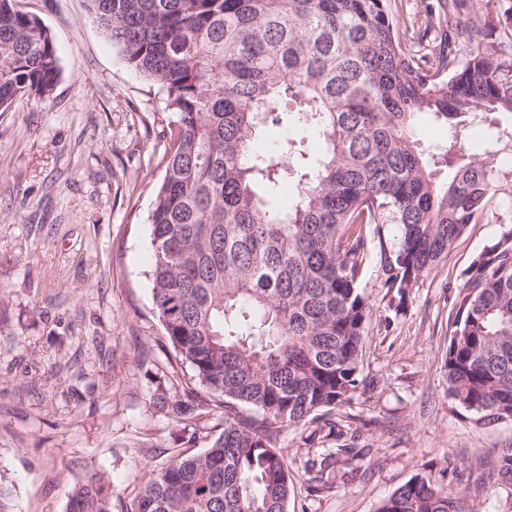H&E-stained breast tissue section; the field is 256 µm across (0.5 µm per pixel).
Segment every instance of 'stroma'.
<instances>
[{"instance_id": "obj_1", "label": "stroma", "mask_w": 512, "mask_h": 512, "mask_svg": "<svg viewBox=\"0 0 512 512\" xmlns=\"http://www.w3.org/2000/svg\"><path fill=\"white\" fill-rule=\"evenodd\" d=\"M50 31L60 77L46 99L0 112V465L16 512H65L72 488L103 471L112 512L176 448L197 452L224 418L182 430L153 397L170 388L173 349L151 310L149 214L173 119L165 91L129 66L87 0H19ZM499 232L471 225L403 306L383 286L368 233L363 349L369 386L325 423L279 438L296 477L288 512H376L415 476L466 493L472 512H512V490L478 481L487 455L512 448V424H481L448 396L444 357L474 259ZM355 449L317 490L321 449Z\"/></svg>"}]
</instances>
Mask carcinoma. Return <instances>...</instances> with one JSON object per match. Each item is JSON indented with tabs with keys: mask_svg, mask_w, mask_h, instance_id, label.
<instances>
[{
	"mask_svg": "<svg viewBox=\"0 0 512 512\" xmlns=\"http://www.w3.org/2000/svg\"><path fill=\"white\" fill-rule=\"evenodd\" d=\"M125 60L176 115L149 215L152 312L197 384L154 398L183 427L211 412L224 428L202 451L176 449L144 476L126 512H288L294 477L281 432L331 415L363 384L370 307L360 289L367 230L383 287L403 301L489 207L500 233L472 262L444 370L448 395L488 422L512 423V35L474 0L407 22L396 0H88ZM60 75L53 39L17 0H0V112L44 99ZM449 126L429 154L420 115ZM300 123L320 144L285 137ZM491 130L484 152L471 129ZM450 178L439 180L442 170ZM294 201L272 206L282 183ZM348 448L319 454L318 483ZM512 486V448L488 462ZM0 512H15L0 471ZM66 512H112L98 472ZM377 512H470L467 497L415 476Z\"/></svg>",
	"mask_w": 512,
	"mask_h": 512,
	"instance_id": "obj_1",
	"label": "carcinoma"
}]
</instances>
